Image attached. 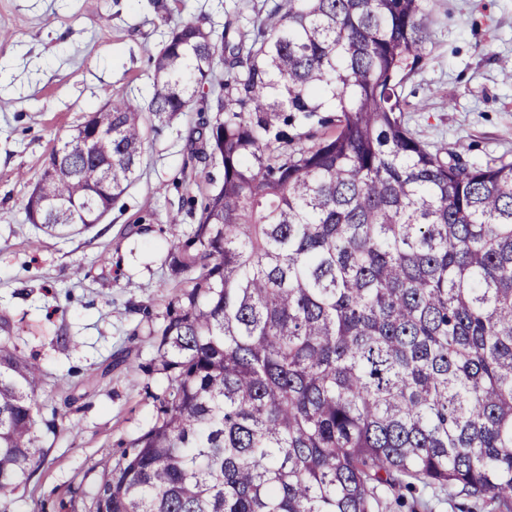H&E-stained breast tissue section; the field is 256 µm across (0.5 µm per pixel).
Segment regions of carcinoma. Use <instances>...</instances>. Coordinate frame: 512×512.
I'll return each mask as SVG.
<instances>
[{"instance_id":"carcinoma-1","label":"carcinoma","mask_w":512,"mask_h":512,"mask_svg":"<svg viewBox=\"0 0 512 512\" xmlns=\"http://www.w3.org/2000/svg\"><path fill=\"white\" fill-rule=\"evenodd\" d=\"M427 0H277L221 44L187 20L147 106L113 98L52 150L24 207L60 238L137 179L148 130L201 117L222 183L172 237L184 286L159 314L167 385L105 468L92 512H379L452 489L512 506V162L431 151L406 126ZM333 132L288 134L296 114ZM40 366L0 315V498L44 457Z\"/></svg>"}]
</instances>
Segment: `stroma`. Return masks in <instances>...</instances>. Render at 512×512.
<instances>
[{
	"label": "stroma",
	"instance_id": "stroma-1",
	"mask_svg": "<svg viewBox=\"0 0 512 512\" xmlns=\"http://www.w3.org/2000/svg\"><path fill=\"white\" fill-rule=\"evenodd\" d=\"M271 0H0V314L36 360L44 458L0 512H90L104 475L154 415L166 386L150 371L158 315L176 292L164 259L167 216L223 179L186 168L197 112L151 134L140 178L101 224L60 239L24 206L50 152L115 97L148 103L152 56L194 20L221 35L267 15ZM432 44L404 84L411 133L464 161H512V0H430Z\"/></svg>",
	"mask_w": 512,
	"mask_h": 512
}]
</instances>
